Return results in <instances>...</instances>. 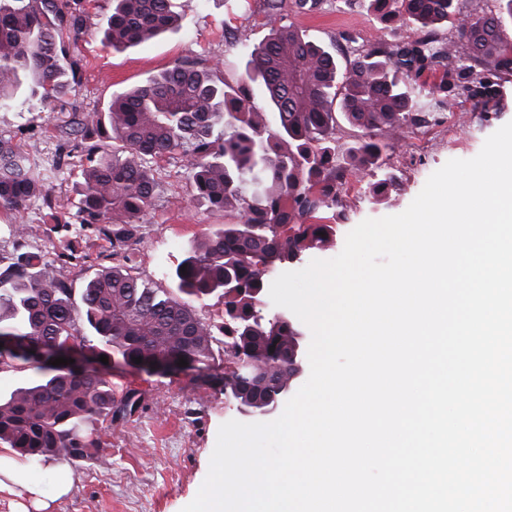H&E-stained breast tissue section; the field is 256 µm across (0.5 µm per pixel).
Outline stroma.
<instances>
[{"mask_svg": "<svg viewBox=\"0 0 512 512\" xmlns=\"http://www.w3.org/2000/svg\"><path fill=\"white\" fill-rule=\"evenodd\" d=\"M178 29L153 40L117 51L104 39L111 0H77L83 35L70 52L79 65L77 85L67 96L70 107L90 112L114 97L165 70L174 61L215 66V79L236 87L246 79L249 47L269 33L263 0H180ZM285 20L312 40L336 52L346 64L347 38L356 46L401 38L398 25L385 24L376 15L344 0H324L313 15L295 13L286 6ZM64 114L41 108L0 110V134L34 143L32 163L46 186L60 199H72L84 158L67 144L60 128ZM512 122V101L503 112L487 114L462 95L453 111L433 114L428 122L407 125L402 139L383 159L398 184L389 199H372L367 182L346 183L336 207L323 218L336 227L331 247L312 251L315 259H331L343 249L347 234L365 219L403 212L424 187L429 176L451 159H470L485 139ZM157 194L149 212L139 221L140 244L131 272L158 288H172L171 273L183 259L188 244L223 224L238 220L234 211H213L197 203L190 170L180 156L152 165ZM47 211L34 202L19 216L0 214V257L13 256L12 222L31 227L26 251L54 260L58 274L82 288L102 267L111 265L108 245L72 234L80 258L61 257L58 235L45 232ZM199 318L214 331L208 372L156 374L125 366L105 367L116 403L135 397L127 415L99 416L86 425L100 442L92 458H58L35 462L17 458L0 444V457L16 461L27 481L42 491L43 512H182L197 495L210 465L220 426L234 419L224 395V379L233 360L224 351V302L210 296L195 304Z\"/></svg>", "mask_w": 512, "mask_h": 512, "instance_id": "stroma-1", "label": "stroma"}]
</instances>
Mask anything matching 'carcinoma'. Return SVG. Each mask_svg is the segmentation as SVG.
<instances>
[{"mask_svg":"<svg viewBox=\"0 0 512 512\" xmlns=\"http://www.w3.org/2000/svg\"><path fill=\"white\" fill-rule=\"evenodd\" d=\"M499 10L472 16L461 0H359L384 22H398L405 35L351 50L340 72L336 54L284 22L286 0H264L270 31L249 49L248 79L260 86L276 129L251 104L249 89L224 88L213 68L178 60L145 84L112 99L104 110L68 113L65 133L86 156L76 210L46 187L31 168L26 145L0 135V212L19 215L40 198L52 229L77 224L88 238L106 241L112 259L88 279L79 295L57 275L51 261L23 254L0 265V336H16L48 348L78 336L96 358L166 354L196 366L212 356L209 325L192 302L224 299V335L230 350L249 358L258 381L236 386L240 397L263 401L290 380L287 355L294 328L257 322L264 272L283 267L335 236L330 224L309 223L338 203V186L373 173L372 197L385 200L395 187L382 153L407 123L452 108L465 92L482 111L504 109L503 75H512V41ZM453 19L462 43L440 38ZM174 0H112L104 31L124 49L179 27ZM82 33L71 0H0V109L37 100L55 111L77 83V61L68 52ZM437 73L432 85L418 83ZM352 126L382 133L340 154L336 114ZM224 137H213L216 121ZM112 136L123 155H99L94 138ZM180 155L189 167L196 199L240 215L194 241L176 266L173 291L160 290L130 272L138 245L137 224L152 206L155 184L149 163ZM52 353L21 360L30 383L0 398V444L28 460L91 458L98 440L84 427L112 414V383L103 376L56 372Z\"/></svg>","mask_w":512,"mask_h":512,"instance_id":"carcinoma-1","label":"carcinoma"}]
</instances>
